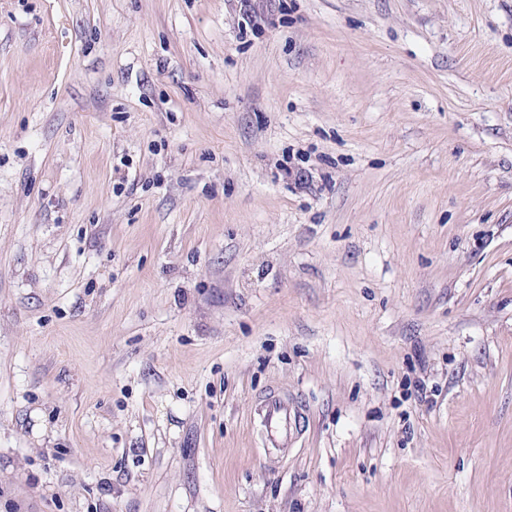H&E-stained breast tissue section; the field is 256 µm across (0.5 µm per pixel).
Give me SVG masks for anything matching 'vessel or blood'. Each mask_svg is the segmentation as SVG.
<instances>
[{"label":"vessel or blood","instance_id":"obj_1","mask_svg":"<svg viewBox=\"0 0 512 512\" xmlns=\"http://www.w3.org/2000/svg\"><path fill=\"white\" fill-rule=\"evenodd\" d=\"M301 409L287 396L267 392L257 402L253 420L264 427L262 442L266 461H281L299 437Z\"/></svg>","mask_w":512,"mask_h":512}]
</instances>
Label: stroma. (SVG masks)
Listing matches in <instances>:
<instances>
[{
  "mask_svg": "<svg viewBox=\"0 0 512 512\" xmlns=\"http://www.w3.org/2000/svg\"><path fill=\"white\" fill-rule=\"evenodd\" d=\"M0 512H512V0H0ZM301 409L288 396L267 392L255 405L253 422L262 423L265 460L280 462L299 437Z\"/></svg>",
  "mask_w": 512,
  "mask_h": 512,
  "instance_id": "obj_1",
  "label": "stroma"
}]
</instances>
